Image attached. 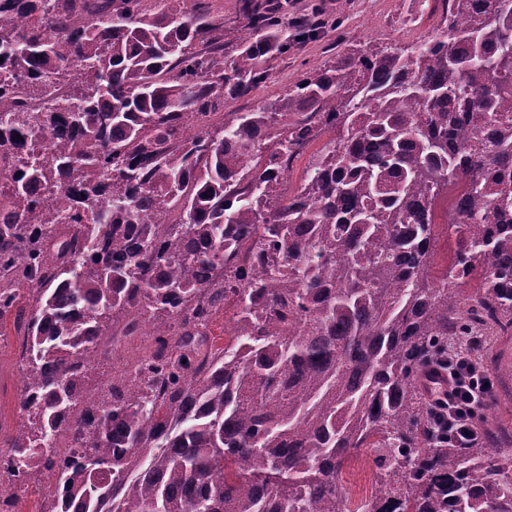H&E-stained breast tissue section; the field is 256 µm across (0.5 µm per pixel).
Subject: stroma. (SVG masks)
Wrapping results in <instances>:
<instances>
[{
  "mask_svg": "<svg viewBox=\"0 0 512 512\" xmlns=\"http://www.w3.org/2000/svg\"><path fill=\"white\" fill-rule=\"evenodd\" d=\"M252 6L283 21L319 18L326 25L310 39L272 60L264 84L247 96L227 102L228 112H245L258 100L277 96L302 72L332 63L337 51L370 46L412 48L434 37L443 24L440 13L425 9L422 0H250ZM20 338L13 319L0 321V448L18 428V395L23 374L18 363ZM484 428L490 446L512 440V380L495 383Z\"/></svg>",
  "mask_w": 512,
  "mask_h": 512,
  "instance_id": "35a3bbf8",
  "label": "stroma"
}]
</instances>
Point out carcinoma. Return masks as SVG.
<instances>
[{"instance_id": "obj_1", "label": "carcinoma", "mask_w": 512, "mask_h": 512, "mask_svg": "<svg viewBox=\"0 0 512 512\" xmlns=\"http://www.w3.org/2000/svg\"><path fill=\"white\" fill-rule=\"evenodd\" d=\"M439 2L428 41L341 53L212 129L301 26L251 10L226 63L210 0H0V320L25 336L28 419L3 476L51 472L39 512H346L365 448V512H512L506 465L449 447L424 395L448 334L512 330V5ZM59 86L67 107L32 106ZM328 141V136H320L310 142L294 159L288 171V191H296L301 185L308 160L311 155L322 150ZM445 224L437 225L434 236V262L430 272V279L438 282L445 276L454 258V238L448 237Z\"/></svg>"}]
</instances>
